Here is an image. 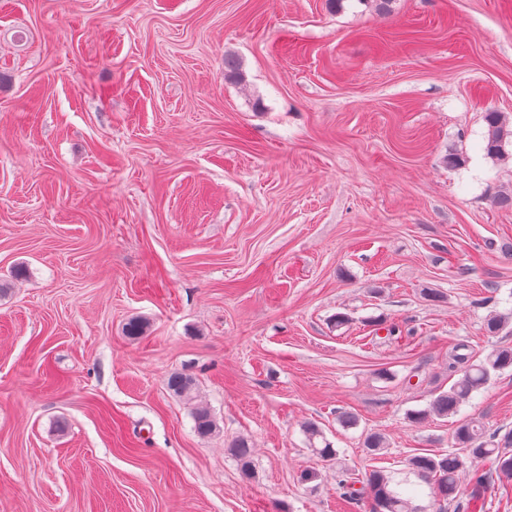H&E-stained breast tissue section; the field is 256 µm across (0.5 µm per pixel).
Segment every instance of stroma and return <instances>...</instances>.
Segmentation results:
<instances>
[{
    "instance_id": "35a3bbf8",
    "label": "stroma",
    "mask_w": 512,
    "mask_h": 512,
    "mask_svg": "<svg viewBox=\"0 0 512 512\" xmlns=\"http://www.w3.org/2000/svg\"><path fill=\"white\" fill-rule=\"evenodd\" d=\"M491 110L512 0H0V512H371L373 467L429 505L453 420L407 412L512 347ZM459 414L512 430V369Z\"/></svg>"
}]
</instances>
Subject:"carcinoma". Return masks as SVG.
<instances>
[{
	"mask_svg": "<svg viewBox=\"0 0 512 512\" xmlns=\"http://www.w3.org/2000/svg\"><path fill=\"white\" fill-rule=\"evenodd\" d=\"M484 151L491 158L504 154L506 142L512 139V128L508 126L506 116L501 112H487ZM468 346L458 344L454 347L455 361L463 365L461 376L446 391H440L432 398L428 406L408 412L407 417L413 423H421L436 417H453L458 414L460 406L469 401L473 394L484 390L497 373L512 368V348L495 349L482 358H475L466 352ZM169 391L188 401L194 398V381L182 373L174 372L167 380ZM195 432L207 437L217 429L216 421L210 411L203 406H196L192 411ZM312 450L324 460H333L337 450L329 442L317 447L315 440L323 437V432L315 423L305 426ZM451 448L446 453H421L408 459V470L430 485L434 504L438 512H444L448 503L457 500L459 485L458 472L466 466L467 461L485 462L487 469H475L470 479L467 507L470 512H487L486 492L491 481L498 477L512 479V431L502 436H490L486 433L484 423L476 418H461L453 429ZM233 456L245 475L252 474V447L249 440H236L231 448ZM342 490L343 502L355 504L367 497L372 503V512H420L413 505L411 498L396 489L398 483L391 474L381 469H373L366 474L360 488H355L346 477L338 479Z\"/></svg>",
	"mask_w": 512,
	"mask_h": 512,
	"instance_id": "obj_1",
	"label": "carcinoma"
}]
</instances>
